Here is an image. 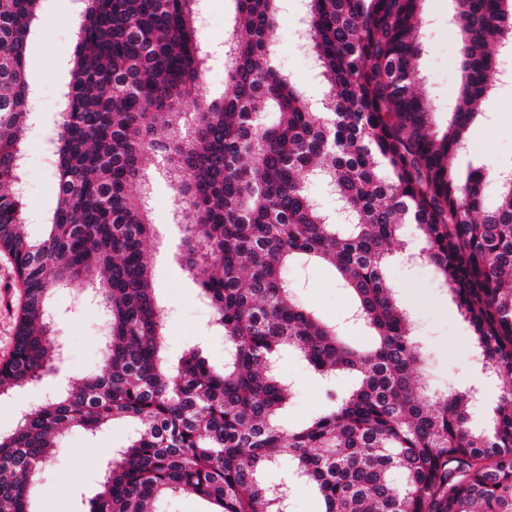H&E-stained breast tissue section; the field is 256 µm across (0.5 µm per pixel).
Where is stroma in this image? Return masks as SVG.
<instances>
[{
    "label": "stroma",
    "instance_id": "obj_1",
    "mask_svg": "<svg viewBox=\"0 0 512 512\" xmlns=\"http://www.w3.org/2000/svg\"><path fill=\"white\" fill-rule=\"evenodd\" d=\"M83 0H40L35 26L27 46L26 76L36 93L33 120L23 145L24 201L27 232L42 238L52 209L57 203L54 167L41 152L40 142L60 120L62 90L69 79L68 60L40 55L47 43L74 44ZM206 31L203 36L211 51L210 70L202 95L217 98L228 93L224 74V42L235 25L234 0H200ZM300 0H279L276 53L281 69L299 85L312 103H319L324 86L309 59L295 47ZM453 0H424L418 21L423 51L417 61L419 89L437 110L439 125H446L449 112L458 103L459 42L450 19ZM467 148L457 161L460 175L490 165L512 167V77L497 83L481 104L467 130ZM150 192L146 208L154 225L147 243L153 256L152 285L166 313L167 358L177 365L183 353L200 349L210 365L224 367V338L213 326L212 310L200 299L197 286L178 258L181 232L173 222L176 197L166 178L150 172ZM295 285V299L318 316L338 322L351 339L367 341L369 332L362 325L346 321L349 300L331 271L318 264H296L285 268ZM385 275L404 306L413 334L424 351V367L430 391L473 385L482 380L486 404L495 405L503 390L512 387L506 378H482L469 347L468 331L446 292L441 290L428 265L407 267L389 261ZM25 289L13 261L0 250V363L13 350L16 326L25 304ZM52 307L58 315L56 337L64 347V357L55 372L35 385L17 390L0 399V431L11 430L21 408L40 403L45 393L60 382L80 381L99 373L104 362L98 336L101 311L84 291L55 290ZM278 373L292 387V394L281 414L286 429L296 430L323 412L325 393H343L356 382L354 375L337 374L324 381L309 371L294 353L281 352ZM132 425L127 421L110 423L96 434L73 428L63 434L51 463L42 469L31 493L33 512H85L88 502L99 491L100 474L118 448L128 441Z\"/></svg>",
    "mask_w": 512,
    "mask_h": 512
}]
</instances>
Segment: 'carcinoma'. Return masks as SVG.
Returning <instances> with one entry per match:
<instances>
[{
    "label": "carcinoma",
    "mask_w": 512,
    "mask_h": 512,
    "mask_svg": "<svg viewBox=\"0 0 512 512\" xmlns=\"http://www.w3.org/2000/svg\"><path fill=\"white\" fill-rule=\"evenodd\" d=\"M38 2L0 0V249L26 292L0 397L60 362L57 288L87 286L101 302L105 366L0 432V512H29L63 433L122 419L139 424L89 512H155L154 500L176 493L211 512H286L283 490L260 477L283 459L316 488L321 512H512V388L481 427L474 389L430 395L422 348L384 276L397 232L417 225L418 258L450 292L477 361L512 379V180L494 166L463 180L455 166L471 106L499 81L489 47L512 44V0H455L460 106L444 127L417 90L423 0H304L305 43L327 85L319 106L274 63L277 0H234L244 34L225 41L231 93L211 100L199 94L208 54L198 0H84L53 145L57 205L34 241L19 183ZM149 159L172 174L183 265L228 346L222 372L197 349L174 372L164 359L145 248L154 225L134 204ZM304 172L335 191L349 223L311 199ZM490 181L499 202L485 211ZM299 260L337 272L368 344L294 302L283 269ZM284 349L320 375L348 370L361 382L328 392L324 412L287 431L278 413L289 392L273 370Z\"/></svg>",
    "instance_id": "carcinoma-1"
}]
</instances>
